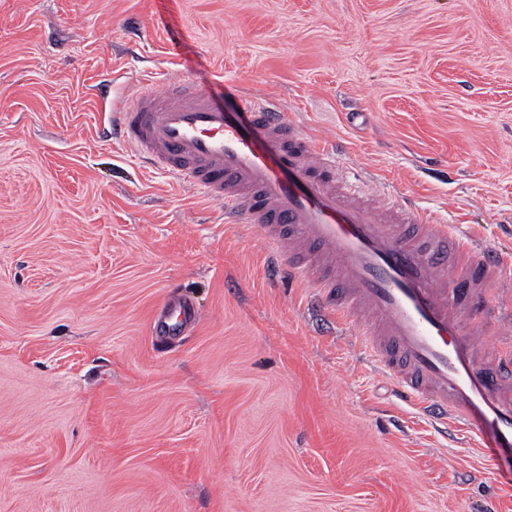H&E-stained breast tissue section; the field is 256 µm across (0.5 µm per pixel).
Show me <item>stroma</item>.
Instances as JSON below:
<instances>
[{"label": "stroma", "instance_id": "1", "mask_svg": "<svg viewBox=\"0 0 512 512\" xmlns=\"http://www.w3.org/2000/svg\"><path fill=\"white\" fill-rule=\"evenodd\" d=\"M154 73L268 96L512 280V0H0V512H512V459L109 140L99 85ZM178 313V318L181 315H184L185 318L180 320H186V316H188V308L185 303L174 304L170 307L168 312L160 316L157 321H155L153 330L156 334H162V336H175L180 332L181 323L180 322H171L169 321L170 317L174 314Z\"/></svg>", "mask_w": 512, "mask_h": 512}]
</instances>
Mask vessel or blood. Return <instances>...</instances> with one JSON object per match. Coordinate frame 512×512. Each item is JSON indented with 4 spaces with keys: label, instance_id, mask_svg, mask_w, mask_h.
Masks as SVG:
<instances>
[{
    "label": "vessel or blood",
    "instance_id": "obj_1",
    "mask_svg": "<svg viewBox=\"0 0 512 512\" xmlns=\"http://www.w3.org/2000/svg\"><path fill=\"white\" fill-rule=\"evenodd\" d=\"M112 137L262 231L290 281L360 340L394 396L512 455V354L485 364L475 312L504 279L467 229L354 185L334 150L255 93L224 106L187 74L112 101Z\"/></svg>",
    "mask_w": 512,
    "mask_h": 512
}]
</instances>
